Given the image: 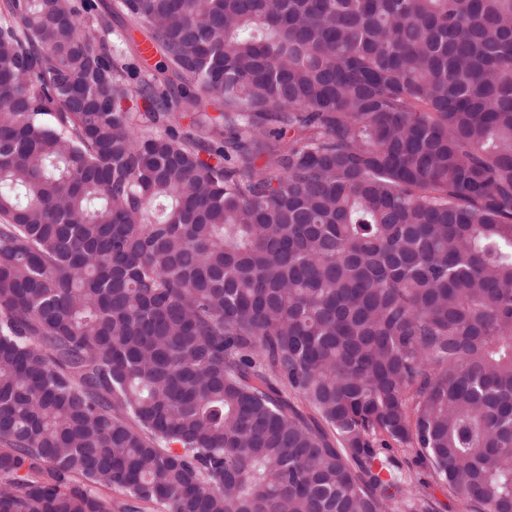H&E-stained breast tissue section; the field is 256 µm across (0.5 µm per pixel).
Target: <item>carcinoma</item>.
Masks as SVG:
<instances>
[{"label":"carcinoma","mask_w":512,"mask_h":512,"mask_svg":"<svg viewBox=\"0 0 512 512\" xmlns=\"http://www.w3.org/2000/svg\"><path fill=\"white\" fill-rule=\"evenodd\" d=\"M114 9L222 112L0 0V512H512V0ZM402 456L406 458L417 479L429 483L427 492L435 502L434 512H471L469 504L461 497L448 495V490L435 484L426 469L415 463L416 451L414 448H403Z\"/></svg>","instance_id":"carcinoma-1"}]
</instances>
